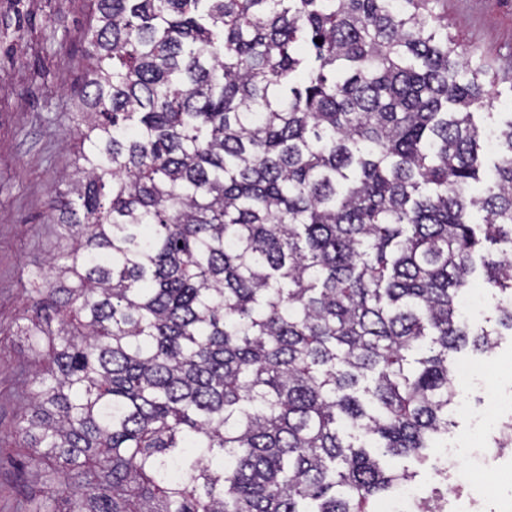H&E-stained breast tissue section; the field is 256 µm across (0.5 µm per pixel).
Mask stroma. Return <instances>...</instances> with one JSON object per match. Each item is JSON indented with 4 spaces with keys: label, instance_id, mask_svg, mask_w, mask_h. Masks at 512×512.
<instances>
[{
    "label": "stroma",
    "instance_id": "35a3bbf8",
    "mask_svg": "<svg viewBox=\"0 0 512 512\" xmlns=\"http://www.w3.org/2000/svg\"><path fill=\"white\" fill-rule=\"evenodd\" d=\"M448 30L463 49H477L498 74L496 111L512 110V0H447ZM92 0H0V512H24L48 501L44 482L18 434L26 390L27 344L18 334L27 307L26 274L65 247L49 208L58 176L71 170L79 142L75 112L82 94ZM456 365L472 370L448 442L472 449L476 483L440 475L441 449L426 463L396 459L415 471L419 495L449 484L447 512H512V449L484 458L477 420L512 412V338L487 353L464 349Z\"/></svg>",
    "mask_w": 512,
    "mask_h": 512
}]
</instances>
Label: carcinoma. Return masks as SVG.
Listing matches in <instances>:
<instances>
[{
    "mask_svg": "<svg viewBox=\"0 0 512 512\" xmlns=\"http://www.w3.org/2000/svg\"><path fill=\"white\" fill-rule=\"evenodd\" d=\"M73 239L27 277L18 432L67 508L370 512L512 335L493 168L443 0H94ZM321 43H316L315 39ZM499 328L473 334L477 269Z\"/></svg>",
    "mask_w": 512,
    "mask_h": 512,
    "instance_id": "cac0c4a2",
    "label": "carcinoma"
}]
</instances>
